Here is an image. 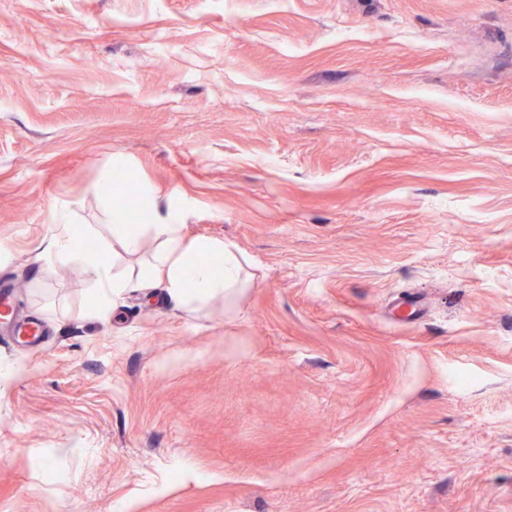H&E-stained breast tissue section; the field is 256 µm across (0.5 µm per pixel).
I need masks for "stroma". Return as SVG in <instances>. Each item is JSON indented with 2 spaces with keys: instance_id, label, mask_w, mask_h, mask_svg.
Returning <instances> with one entry per match:
<instances>
[{
  "instance_id": "obj_1",
  "label": "stroma",
  "mask_w": 512,
  "mask_h": 512,
  "mask_svg": "<svg viewBox=\"0 0 512 512\" xmlns=\"http://www.w3.org/2000/svg\"><path fill=\"white\" fill-rule=\"evenodd\" d=\"M116 162L242 294L88 318ZM1 277L0 512H512V0H0Z\"/></svg>"
}]
</instances>
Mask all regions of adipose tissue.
<instances>
[{"label": "adipose tissue", "mask_w": 512, "mask_h": 512, "mask_svg": "<svg viewBox=\"0 0 512 512\" xmlns=\"http://www.w3.org/2000/svg\"><path fill=\"white\" fill-rule=\"evenodd\" d=\"M137 223L112 227V242L123 254H141L145 242H153L150 259L138 274L119 272L97 254L77 248V230L67 209L54 215L55 231L43 244L47 264H76L87 277L89 316L100 315L114 298L129 291L162 285L172 302L193 307L218 297H231L244 285L240 264L230 245L221 241H189L183 234L182 217L170 205L154 197L142 199Z\"/></svg>", "instance_id": "ef3b65f1"}]
</instances>
